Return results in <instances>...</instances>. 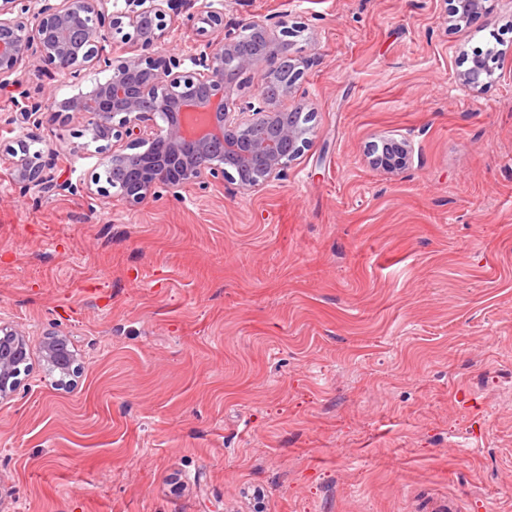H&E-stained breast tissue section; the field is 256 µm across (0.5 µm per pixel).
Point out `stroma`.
<instances>
[{
  "label": "stroma",
  "mask_w": 512,
  "mask_h": 512,
  "mask_svg": "<svg viewBox=\"0 0 512 512\" xmlns=\"http://www.w3.org/2000/svg\"><path fill=\"white\" fill-rule=\"evenodd\" d=\"M450 7L224 0L287 27L313 129L253 191L87 194L73 122L35 131L74 192L23 194L10 116L106 75L0 92V320L82 366L65 390L31 360L0 402V512H512V0ZM452 17L457 21H468L476 16H489L493 12V2L497 0H450ZM494 56H480L473 62L469 71L461 77V85L467 90L481 89L493 82L495 73ZM383 143L386 145L385 150L377 153L373 151L369 157V163L376 169L387 172L406 167L413 151L410 142L405 139L390 138Z\"/></svg>",
  "instance_id": "stroma-1"
}]
</instances>
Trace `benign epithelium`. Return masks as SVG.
Segmentation results:
<instances>
[{
  "label": "benign epithelium",
  "mask_w": 512,
  "mask_h": 512,
  "mask_svg": "<svg viewBox=\"0 0 512 512\" xmlns=\"http://www.w3.org/2000/svg\"><path fill=\"white\" fill-rule=\"evenodd\" d=\"M110 2L0 0V89L35 82L46 66L65 82L79 81L93 66L110 71L88 92L48 105L25 101L11 122L22 128L39 112L62 126L82 121L101 154L86 191L102 198L116 193L130 209L160 189L176 193L186 185L207 187L228 179L251 191L279 179L312 129L301 123V108L292 104L295 81L275 83L289 48L274 27L251 21L227 28L224 0H202L194 52L155 56L149 50L168 36L167 19L178 15L183 0H124L125 8L117 12L109 10ZM493 2L452 0V17L489 16ZM126 26L135 49L115 58L106 45ZM246 31L255 42L252 53L241 49ZM246 73L258 75L257 80L237 82ZM494 73V57L480 56L461 85L481 89ZM33 142L39 139L10 150L13 185L39 197L73 189L54 171L53 152L33 151ZM384 145L370 155L373 167L393 172L407 166L413 151L409 141L390 138ZM117 169L125 174L121 182L111 177ZM34 356L57 375V385L74 386L80 363L68 336L47 332L34 344L25 332L0 322L1 400L18 390Z\"/></svg>",
  "instance_id": "7a95c632"
}]
</instances>
